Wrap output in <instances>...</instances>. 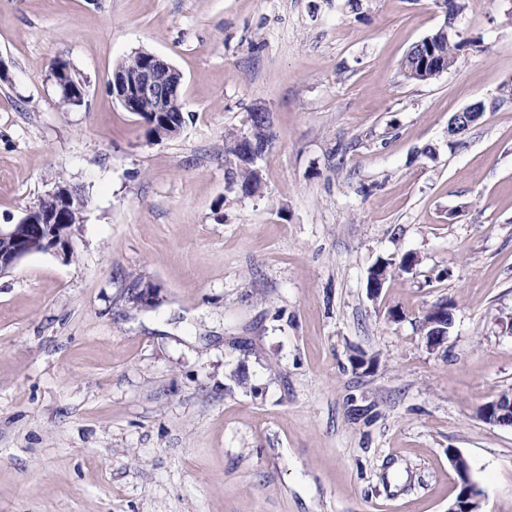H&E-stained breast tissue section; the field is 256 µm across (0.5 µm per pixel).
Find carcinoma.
Masks as SVG:
<instances>
[{"label":"carcinoma","mask_w":512,"mask_h":512,"mask_svg":"<svg viewBox=\"0 0 512 512\" xmlns=\"http://www.w3.org/2000/svg\"><path fill=\"white\" fill-rule=\"evenodd\" d=\"M463 48L464 43L456 40L455 31L444 33L436 28L428 34V38L422 39L405 55L400 64L401 74L408 81L431 82L440 76L441 69L454 66ZM52 76L53 79L60 80L58 87L63 107L72 108L83 104L86 85L77 78L69 62H55L52 66ZM224 163L240 190L250 193L261 184V166L254 165L244 158L243 150L238 145L237 135L234 133L225 137ZM414 264L415 257L408 253L397 263L391 259H382L375 267L385 271L386 278L389 279L399 271H410Z\"/></svg>","instance_id":"carcinoma-1"}]
</instances>
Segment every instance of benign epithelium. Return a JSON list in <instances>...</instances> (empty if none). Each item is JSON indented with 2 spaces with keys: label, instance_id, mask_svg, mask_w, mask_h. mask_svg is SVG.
<instances>
[{
  "label": "benign epithelium",
  "instance_id": "1",
  "mask_svg": "<svg viewBox=\"0 0 512 512\" xmlns=\"http://www.w3.org/2000/svg\"><path fill=\"white\" fill-rule=\"evenodd\" d=\"M181 72L161 56L142 51L139 66L131 73H112V96L118 99L128 112H141L144 106L151 107L159 118L158 138L173 137L180 128L172 127L166 119L168 100L178 96L182 84ZM267 114V109L255 106L249 113L247 127L237 140L242 149L248 150L253 144V131L256 116ZM483 116L481 103H474L455 113L448 123V134L458 130L461 123L471 126ZM83 205L79 196L70 187L56 186L42 196V209L39 218L29 219L30 212L14 224L0 227V240L10 243L8 251L0 252V273L17 266L24 258L37 253H62L74 248L72 228L83 222ZM481 417L499 425H512V402L507 404L496 400L485 405ZM481 490L475 482H470L465 494L448 506V512H478Z\"/></svg>",
  "mask_w": 512,
  "mask_h": 512
}]
</instances>
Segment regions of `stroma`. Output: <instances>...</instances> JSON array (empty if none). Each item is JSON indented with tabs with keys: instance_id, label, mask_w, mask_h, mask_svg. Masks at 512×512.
Instances as JSON below:
<instances>
[{
	"instance_id": "obj_1",
	"label": "stroma",
	"mask_w": 512,
	"mask_h": 512,
	"mask_svg": "<svg viewBox=\"0 0 512 512\" xmlns=\"http://www.w3.org/2000/svg\"><path fill=\"white\" fill-rule=\"evenodd\" d=\"M462 3L456 64L414 83L436 0H0V225L85 199L73 255L0 275V512H448L452 451L512 512V426L479 415L512 391V103L448 134L512 85V0ZM141 49L183 75L176 137L109 91ZM256 105L245 196L224 137ZM52 76L61 91L60 103L64 108L81 106L86 95L85 83L77 78L69 62L59 60L52 66ZM57 79H60L58 83ZM415 264V257L412 254H405L397 266L396 263L391 259H382L379 260L369 271L367 278V288L370 280V273L374 271L375 268L381 269L386 272V282L389 278H391L397 271L401 272H409L413 265ZM385 282V283H386ZM384 288V279L382 276H377L376 280L371 278L369 283V291L372 296H375L379 293V291Z\"/></svg>"
}]
</instances>
